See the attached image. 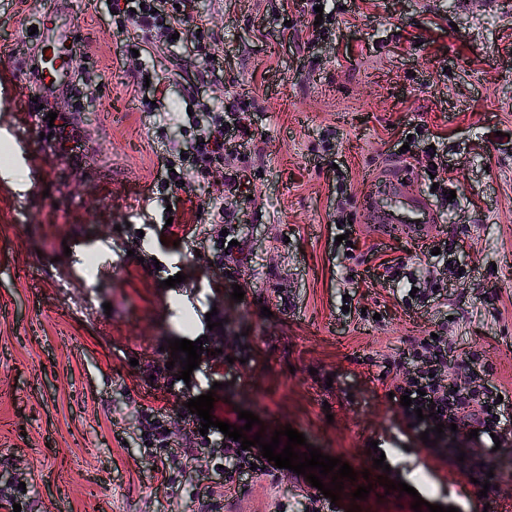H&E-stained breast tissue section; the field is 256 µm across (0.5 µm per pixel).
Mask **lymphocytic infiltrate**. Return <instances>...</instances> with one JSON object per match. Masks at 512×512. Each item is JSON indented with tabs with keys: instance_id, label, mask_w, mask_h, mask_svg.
I'll return each instance as SVG.
<instances>
[{
	"instance_id": "obj_1",
	"label": "lymphocytic infiltrate",
	"mask_w": 512,
	"mask_h": 512,
	"mask_svg": "<svg viewBox=\"0 0 512 512\" xmlns=\"http://www.w3.org/2000/svg\"><path fill=\"white\" fill-rule=\"evenodd\" d=\"M193 0H123L116 9V27L135 26L146 37L141 48L145 55H152L172 45L174 35L192 33V47L196 53L209 55L217 39L212 27L202 17L193 15ZM224 160V115L215 113L193 156L180 159L173 171L167 172L170 184L182 185L187 170ZM402 261L391 259L381 262L373 278L380 283L400 285L401 300L405 306L428 300L438 302L444 294L436 287L414 289L402 273ZM416 369L398 379L394 385L396 395H411V407L402 409V422L407 434L419 438L421 432L433 429L436 423L456 424L458 429L477 426L483 434H495L500 441L512 438V409L500 402L499 389L492 384L475 381L476 364L471 359L450 361L448 345L444 338L425 336L415 341L408 351ZM438 410V417H431V410ZM428 454L463 474L466 478L489 480L488 499H495L504 482L502 472L493 471L491 457H481L464 451L461 441L452 432H444L437 443L428 444Z\"/></svg>"
}]
</instances>
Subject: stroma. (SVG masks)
Here are the masks:
<instances>
[{
    "label": "stroma",
    "mask_w": 512,
    "mask_h": 512,
    "mask_svg": "<svg viewBox=\"0 0 512 512\" xmlns=\"http://www.w3.org/2000/svg\"><path fill=\"white\" fill-rule=\"evenodd\" d=\"M498 2L327 0L336 20L315 41L306 15L275 18L278 0H197L218 59L181 46L149 57L168 98L147 113L134 92L143 36L118 33L107 0H0V146L27 183L0 179V471L29 487L25 512H276L282 501L312 512L318 490L293 471L237 492L219 459L185 455L197 423L187 403L210 391L214 419L234 425L251 411L267 440L292 426L354 472L384 451L416 493L376 484L359 512H412L417 495L483 512L458 472L399 432L386 372L436 330L453 355L480 353L483 379L512 394V0ZM51 24L76 33L74 90L58 102L74 117L67 152L29 112L27 34ZM253 96L265 108L234 161L253 191L224 201L240 249L223 260L200 214L223 169L194 170L174 191L160 183L161 158L189 150L204 107ZM418 124L426 135L406 143ZM405 145L437 150L434 171L412 168L443 216L436 259L378 234L361 206L369 176ZM169 220L195 235L171 247ZM345 227L349 242L336 243ZM398 257L421 284L446 266L444 304L408 309L373 281ZM201 337L208 349L181 380L166 344ZM151 406L165 411L169 450L143 443Z\"/></svg>",
    "instance_id": "35a3bbf8"
}]
</instances>
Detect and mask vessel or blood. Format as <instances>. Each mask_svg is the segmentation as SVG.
I'll list each match as a JSON object with an SVG mask.
<instances>
[{
  "label": "vessel or blood",
  "instance_id": "1",
  "mask_svg": "<svg viewBox=\"0 0 512 512\" xmlns=\"http://www.w3.org/2000/svg\"><path fill=\"white\" fill-rule=\"evenodd\" d=\"M71 37V29L49 27L32 36L36 55L33 89L37 95L51 98L57 93L58 80L70 66L65 46ZM363 206L372 212L377 230L383 234L400 232L425 241L438 232L442 222L430 197L395 170L372 177Z\"/></svg>",
  "mask_w": 512,
  "mask_h": 512
}]
</instances>
